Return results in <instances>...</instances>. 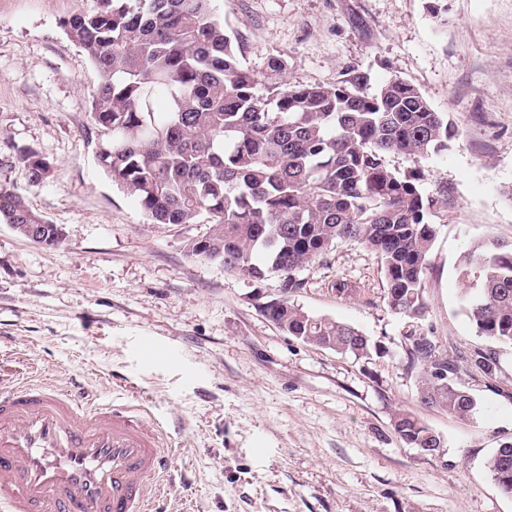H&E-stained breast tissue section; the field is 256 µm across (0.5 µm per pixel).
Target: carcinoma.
Listing matches in <instances>:
<instances>
[{"label": "carcinoma", "instance_id": "1", "mask_svg": "<svg viewBox=\"0 0 512 512\" xmlns=\"http://www.w3.org/2000/svg\"><path fill=\"white\" fill-rule=\"evenodd\" d=\"M216 0H98L91 13L61 26L98 72L91 118L98 160L118 189L153 224H206L213 246L190 257L216 262L253 282L281 277V300L265 316L305 343L366 356L370 340L355 327L313 316L288 301L303 287L297 273L337 244L354 242L380 259L388 306L409 318L425 308L424 290L444 200L422 187L421 170L402 173L386 155L429 157L448 151L456 131L423 93L391 78L374 93L355 67L329 84L292 85L287 62L271 57L262 77L243 67L235 34ZM263 89H258V86ZM16 160L29 184L54 166L25 149ZM0 222L25 236L43 224L14 188L0 185ZM478 287L463 311L479 336L512 347V243L478 242L458 265ZM486 377L501 372L499 353L470 358ZM408 367L418 369V399L470 418L477 403L453 383L456 365L430 336L413 338ZM394 429L413 448L438 456L443 439L412 414ZM512 496V441L487 461Z\"/></svg>", "mask_w": 512, "mask_h": 512}]
</instances>
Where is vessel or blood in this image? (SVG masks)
<instances>
[{
  "label": "vessel or blood",
  "instance_id": "obj_1",
  "mask_svg": "<svg viewBox=\"0 0 512 512\" xmlns=\"http://www.w3.org/2000/svg\"><path fill=\"white\" fill-rule=\"evenodd\" d=\"M162 448L134 408L0 384V512H155Z\"/></svg>",
  "mask_w": 512,
  "mask_h": 512
}]
</instances>
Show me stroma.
I'll use <instances>...</instances> for the list:
<instances>
[{"instance_id":"1","label":"stroma","mask_w":512,"mask_h":512,"mask_svg":"<svg viewBox=\"0 0 512 512\" xmlns=\"http://www.w3.org/2000/svg\"><path fill=\"white\" fill-rule=\"evenodd\" d=\"M218 0L241 63H288L294 84L346 68L372 88L404 79L447 114L448 153L392 154L443 196L424 292L410 319L386 303L372 251L341 243L299 273L288 299L375 343L357 357L304 343L269 321L272 274L255 283L186 256L202 224H152L96 160L89 101L98 74L61 23L95 0H0V184L65 231L46 248L0 223V378L130 404L165 429L172 480L163 512H512L486 467L512 439V348L488 379L489 348L462 310L460 256L512 241V0ZM38 151L54 178L29 185L15 161ZM356 288L348 297L334 285ZM434 335L478 403L467 420L423 405L406 367L410 339ZM413 414L445 441L433 457L394 430ZM470 361L475 368L490 379L496 378V375L501 372V361L497 351L476 350L471 355Z\"/></svg>"}]
</instances>
